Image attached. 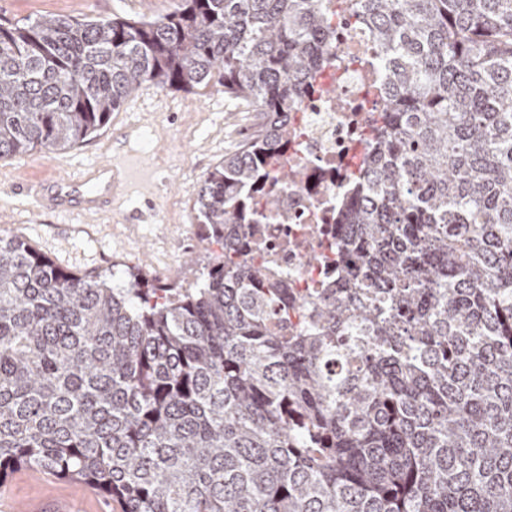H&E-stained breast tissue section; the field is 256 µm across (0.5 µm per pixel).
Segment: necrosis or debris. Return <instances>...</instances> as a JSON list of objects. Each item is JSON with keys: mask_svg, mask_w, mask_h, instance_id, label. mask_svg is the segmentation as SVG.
Segmentation results:
<instances>
[{"mask_svg": "<svg viewBox=\"0 0 512 512\" xmlns=\"http://www.w3.org/2000/svg\"><path fill=\"white\" fill-rule=\"evenodd\" d=\"M313 85L314 93L290 114L286 160L303 177L288 189V211L264 213L248 228V257L266 261L299 301L336 272V252L346 235L336 214L357 191L369 132L383 108V73L354 16L334 19L332 44Z\"/></svg>", "mask_w": 512, "mask_h": 512, "instance_id": "4bbe7bcc", "label": "necrosis or debris"}]
</instances>
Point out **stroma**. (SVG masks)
<instances>
[{
	"instance_id": "35a3bbf8",
	"label": "stroma",
	"mask_w": 512,
	"mask_h": 512,
	"mask_svg": "<svg viewBox=\"0 0 512 512\" xmlns=\"http://www.w3.org/2000/svg\"><path fill=\"white\" fill-rule=\"evenodd\" d=\"M179 0H0V21L23 24L45 16L153 19L174 11ZM255 114L220 87L199 92L143 84L113 113L108 126L75 147L34 151L0 159V236L29 243L55 264L80 276L125 287L130 273L150 283L194 287L219 245L208 242L195 201L206 175L248 138ZM129 133L126 146L156 167L151 193L115 209L51 214L18 188L26 178L76 177L112 150V135ZM70 497L75 512H114L91 486L23 470L0 486V499L18 503L46 493Z\"/></svg>"
}]
</instances>
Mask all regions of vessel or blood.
<instances>
[{
	"label": "vessel or blood",
	"instance_id": "b4317fda",
	"mask_svg": "<svg viewBox=\"0 0 512 512\" xmlns=\"http://www.w3.org/2000/svg\"><path fill=\"white\" fill-rule=\"evenodd\" d=\"M151 178L148 160L116 148L111 158L85 169L78 178L51 185L28 182L24 190L43 210L99 212L125 192L150 182Z\"/></svg>",
	"mask_w": 512,
	"mask_h": 512
}]
</instances>
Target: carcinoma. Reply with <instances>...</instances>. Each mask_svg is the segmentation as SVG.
I'll return each instance as SVG.
<instances>
[{
  "label": "carcinoma",
  "mask_w": 512,
  "mask_h": 512,
  "mask_svg": "<svg viewBox=\"0 0 512 512\" xmlns=\"http://www.w3.org/2000/svg\"><path fill=\"white\" fill-rule=\"evenodd\" d=\"M385 80L342 204L346 282L303 306L247 262L288 209V114L323 0H180L153 20L0 23V159L70 148L144 83L220 86L262 127L196 201L201 288H126L0 237V484L31 469L120 512H512V0H336Z\"/></svg>",
  "instance_id": "obj_1"
}]
</instances>
